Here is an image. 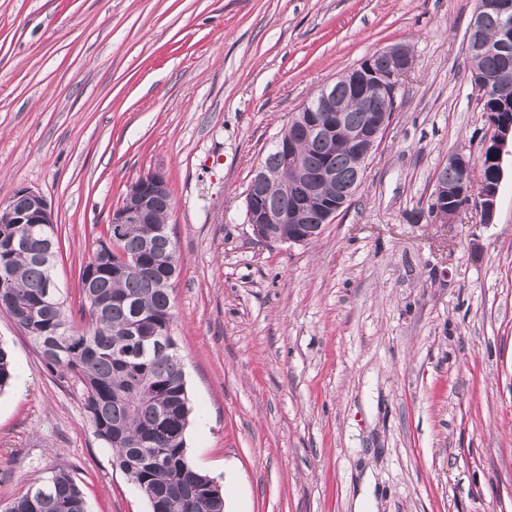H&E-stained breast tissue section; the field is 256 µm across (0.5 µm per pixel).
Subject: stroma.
I'll use <instances>...</instances> for the list:
<instances>
[{"label": "stroma", "instance_id": "35a3bbf8", "mask_svg": "<svg viewBox=\"0 0 512 512\" xmlns=\"http://www.w3.org/2000/svg\"><path fill=\"white\" fill-rule=\"evenodd\" d=\"M476 0H0V200L54 209L69 315L112 210L159 170L180 272L172 332L189 458L224 512H512V156L491 223H433L437 173L480 181ZM394 46L411 73L347 207L308 244L256 243L245 194L319 87ZM0 502L70 468L88 512H149L80 391L0 311Z\"/></svg>", "mask_w": 512, "mask_h": 512}]
</instances>
